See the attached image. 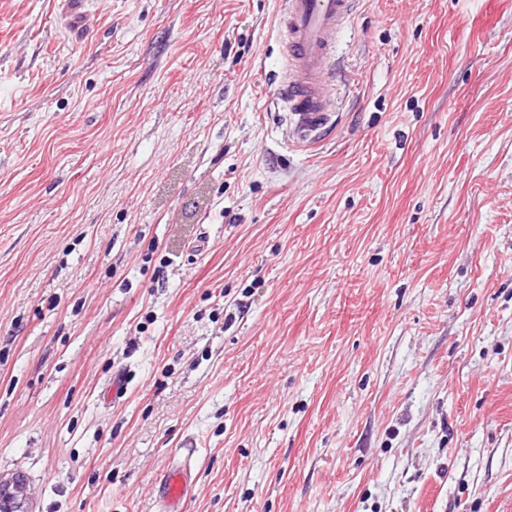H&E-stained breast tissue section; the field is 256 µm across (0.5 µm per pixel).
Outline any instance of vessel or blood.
I'll list each match as a JSON object with an SVG mask.
<instances>
[{
  "instance_id": "1",
  "label": "vessel or blood",
  "mask_w": 512,
  "mask_h": 512,
  "mask_svg": "<svg viewBox=\"0 0 512 512\" xmlns=\"http://www.w3.org/2000/svg\"><path fill=\"white\" fill-rule=\"evenodd\" d=\"M357 5L358 0H281L277 27L284 64L277 83L289 128L299 141L314 142L331 120L335 102L331 40L350 21ZM190 476L186 464L163 473L155 489L162 512H181Z\"/></svg>"
}]
</instances>
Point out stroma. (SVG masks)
<instances>
[{
	"label": "stroma",
	"mask_w": 512,
	"mask_h": 512,
	"mask_svg": "<svg viewBox=\"0 0 512 512\" xmlns=\"http://www.w3.org/2000/svg\"><path fill=\"white\" fill-rule=\"evenodd\" d=\"M279 8L0 0L29 512H512V0H360L307 147ZM189 463L167 469L156 483L155 494L162 504V512H181L190 487Z\"/></svg>",
	"instance_id": "stroma-1"
}]
</instances>
